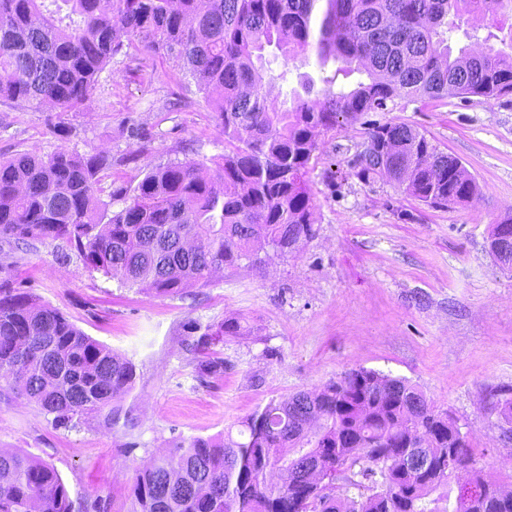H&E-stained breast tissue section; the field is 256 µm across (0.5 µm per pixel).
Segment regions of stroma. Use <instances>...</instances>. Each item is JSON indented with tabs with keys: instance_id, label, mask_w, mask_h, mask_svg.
<instances>
[{
	"instance_id": "1",
	"label": "stroma",
	"mask_w": 512,
	"mask_h": 512,
	"mask_svg": "<svg viewBox=\"0 0 512 512\" xmlns=\"http://www.w3.org/2000/svg\"><path fill=\"white\" fill-rule=\"evenodd\" d=\"M376 118L408 123L458 157L477 195L436 210L385 181H362L352 167L364 141L356 124L322 136L311 162L313 237L287 256L224 269L208 287L158 297L79 258L60 262L50 242L23 254L16 280L134 364L122 407L137 427L57 429L15 398L0 402V448L54 466L78 510L96 501L127 512L136 469L174 442L238 431L270 400L364 367L408 380L451 413L476 467L512 490V439L487 404L488 391L512 387V271L489 249L493 225L512 212V96L418 99ZM62 149L111 155L102 199L116 211L117 190L148 168L220 156L224 138L194 79L135 40L99 73L81 111L0 102V158ZM230 317L250 333L213 341L206 353L223 359L224 373L199 376L185 346L191 326L214 332Z\"/></svg>"
}]
</instances>
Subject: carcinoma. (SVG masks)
<instances>
[{
    "instance_id": "obj_1",
    "label": "carcinoma",
    "mask_w": 512,
    "mask_h": 512,
    "mask_svg": "<svg viewBox=\"0 0 512 512\" xmlns=\"http://www.w3.org/2000/svg\"><path fill=\"white\" fill-rule=\"evenodd\" d=\"M512 18V0H0V101L75 112L124 41L175 56L209 97L224 155L149 169L121 190L109 212L101 172L112 156L59 150L0 160V395L37 405L56 428L121 419L135 379L132 362L78 329L10 275L11 253L56 243L60 258L158 296L207 287L213 274L269 247L285 255L311 238L314 204L307 174L319 137L364 125L354 161L364 181L384 180L432 209L470 200L474 178L456 157L405 122L361 121L416 98L443 101L512 95V53L463 27L473 12ZM467 44L453 51L460 40ZM314 53L320 71L283 108L271 87L288 61ZM364 74L351 90L336 76ZM9 251H4L1 244ZM200 376L224 360L197 363ZM512 426V389L491 394ZM418 447L421 471L396 456ZM301 455L333 456L330 480L277 483L273 471ZM464 460L482 490L451 496L448 456ZM359 490L338 497L337 477ZM128 512H512V501L472 467L467 435L403 378L355 368L319 389L271 400L230 434L193 436L136 471ZM0 512H74L58 471L22 449L0 450Z\"/></svg>"
}]
</instances>
